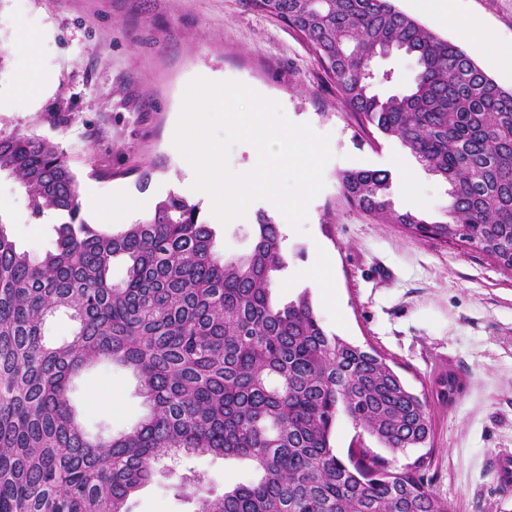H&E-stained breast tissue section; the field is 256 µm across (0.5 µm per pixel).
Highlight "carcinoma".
<instances>
[{
    "label": "carcinoma",
    "instance_id": "1",
    "mask_svg": "<svg viewBox=\"0 0 512 512\" xmlns=\"http://www.w3.org/2000/svg\"><path fill=\"white\" fill-rule=\"evenodd\" d=\"M303 38L345 105L397 140L449 186L443 221L399 212L384 170L337 174L341 197L385 224L467 246L512 274V89L393 0H246ZM389 45L413 57L404 89L374 91L371 62ZM31 213L57 217L56 247L17 248L0 223V512H133L134 493L169 454L249 461L257 480L213 496L169 471L195 512H448L421 455L399 470L366 448L331 445L345 415L391 452L433 436L427 396L410 391L378 350L323 328L308 292L280 305L279 225L264 212L251 251L228 260L199 207L170 194L146 222L102 233L79 218L64 154L37 135L0 138V173ZM125 276L112 277L114 262ZM72 338L46 337L59 312ZM132 371L148 408L118 435H89L71 400L88 367ZM463 387L452 370L436 396Z\"/></svg>",
    "mask_w": 512,
    "mask_h": 512
}]
</instances>
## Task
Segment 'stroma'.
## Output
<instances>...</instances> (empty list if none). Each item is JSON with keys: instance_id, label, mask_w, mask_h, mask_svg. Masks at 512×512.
I'll return each instance as SVG.
<instances>
[{"instance_id": "stroma-1", "label": "stroma", "mask_w": 512, "mask_h": 512, "mask_svg": "<svg viewBox=\"0 0 512 512\" xmlns=\"http://www.w3.org/2000/svg\"><path fill=\"white\" fill-rule=\"evenodd\" d=\"M456 10L484 22V46L466 49L476 63L512 46V0H458ZM21 18L42 40L45 84L33 102L14 96L23 61L12 44ZM197 77L243 83L277 101L292 122L328 136L332 157L304 231L271 212L286 260L273 298L285 303L308 292L328 333L374 347L412 392L429 394L427 476L449 512H512V491L498 488L491 473L495 454L512 450V275L480 252L379 223L341 198L336 175L389 171L396 208L435 219L448 209L447 183L397 141L365 131L303 39L245 0H0V137L51 142L80 194H125L152 209L174 193L213 223L171 136L185 87ZM0 221L20 250H53L54 216L35 219L25 192L6 175ZM316 252L329 267L330 301L310 277ZM451 370L464 386L448 403L430 391ZM98 393L111 407L95 401ZM74 400L92 434H119L147 412L136 377L117 364L85 371ZM163 464L204 473L216 494L255 478L246 464L221 457L179 455ZM193 509L160 473L135 496L134 512Z\"/></svg>"}]
</instances>
